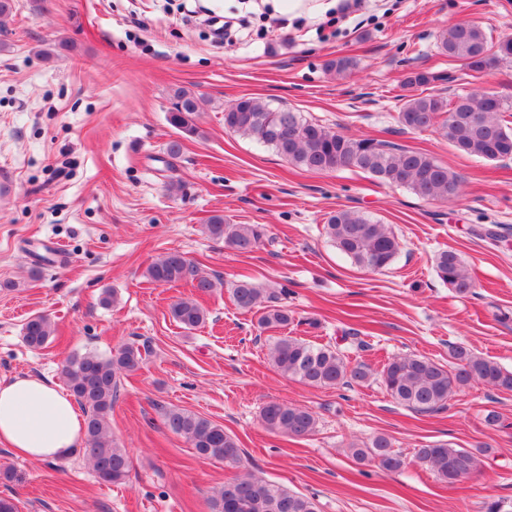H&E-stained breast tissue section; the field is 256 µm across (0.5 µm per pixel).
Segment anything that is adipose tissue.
Segmentation results:
<instances>
[{"label": "adipose tissue", "instance_id": "obj_1", "mask_svg": "<svg viewBox=\"0 0 512 512\" xmlns=\"http://www.w3.org/2000/svg\"><path fill=\"white\" fill-rule=\"evenodd\" d=\"M85 425L70 395L42 379L0 384V445L26 460L52 462L78 448Z\"/></svg>", "mask_w": 512, "mask_h": 512}]
</instances>
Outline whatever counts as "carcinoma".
I'll use <instances>...</instances> for the list:
<instances>
[{"instance_id": "1", "label": "carcinoma", "mask_w": 512, "mask_h": 512, "mask_svg": "<svg viewBox=\"0 0 512 512\" xmlns=\"http://www.w3.org/2000/svg\"><path fill=\"white\" fill-rule=\"evenodd\" d=\"M439 47L473 76L512 59L511 35L493 42L481 26L471 22L448 27L439 36ZM355 67L356 61L346 56L326 63V69L339 76L351 73ZM196 112L197 99L191 91L183 88L173 91L169 122L185 138L200 136ZM395 120L402 133L436 126L451 146L470 157L486 161L512 158V98L509 96L470 93L452 102L432 92L405 96ZM224 129L256 138L307 171L356 170L379 182L408 188L428 200H451L459 194L460 176L427 153L385 140L333 131L299 112L272 108L259 97L242 96L229 103L224 109ZM324 230L340 252L369 272H380L390 266L400 250L398 238L386 225L357 211L340 209L330 214ZM206 231L241 253L253 251L267 233L263 224H229L222 215L213 216ZM434 270L457 294L474 293L476 284L455 250L438 252ZM146 277L157 285L184 283L198 295L208 294L215 288L214 281L205 275L199 263L179 251L158 258L147 268ZM231 295L238 309L256 314L257 324L264 330L285 328L293 322L288 308L277 304L275 292L248 279L236 281ZM170 312L188 330L206 320L205 309L194 298L176 300ZM53 333L51 320L37 315L25 324L23 339L29 347L40 349L48 344ZM268 357L282 375L317 388L362 385L373 376L369 365L352 366L337 349L297 336L274 337ZM448 357L450 369L425 356H392L380 372L381 384L398 404L420 413L444 410L456 390L473 383L512 392V371L499 363L463 344L449 346ZM144 360L139 347L126 344L109 357L93 352L76 354L63 366L68 390L85 414L83 452L98 480L105 484L121 483L130 472L126 450L114 443L108 431V418L118 390L117 377L123 372L137 371ZM260 418L267 431L290 438L311 436L318 424L308 408L284 401L266 403ZM164 423L169 431L189 443L199 458L232 466L240 463L243 450L238 440L211 420L185 409L169 408L164 412ZM350 452L355 460L374 461L387 472H395L402 466L401 455L384 435H376L361 446L353 445ZM487 452V448L472 451L433 442L415 449V457L438 480L452 485L478 472L481 456ZM211 505L212 512H317L310 498L252 473L236 475L224 482L211 499Z\"/></svg>"}]
</instances>
